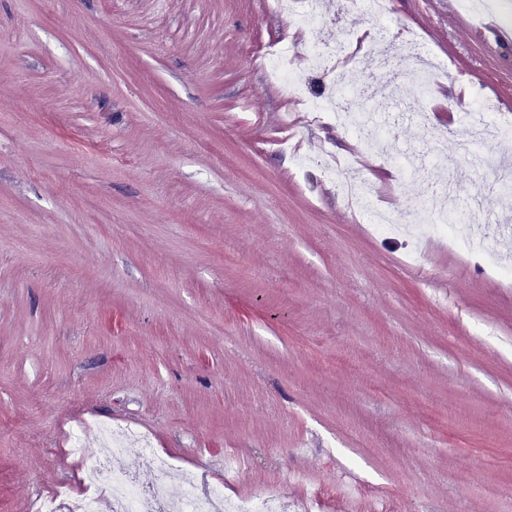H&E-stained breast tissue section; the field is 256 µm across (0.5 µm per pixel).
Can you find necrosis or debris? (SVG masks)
<instances>
[{"mask_svg": "<svg viewBox=\"0 0 512 512\" xmlns=\"http://www.w3.org/2000/svg\"><path fill=\"white\" fill-rule=\"evenodd\" d=\"M280 8L283 13L297 18L307 35V49L303 52L312 67L319 71L338 72L346 63L357 59L372 62L389 50L398 55H410L420 48L414 39L392 45L379 29L370 33L365 51H357L348 40L331 45L322 36L323 0H281ZM298 52L301 51L297 44L279 41L270 45L264 54L265 59L271 61L272 72L286 93L294 100L305 102L309 111L320 113L333 123L356 129L372 123V114L342 111L335 98L308 97L293 67ZM317 163L349 208L368 223L384 224L408 233L413 249H420L422 242L433 235L436 228H443L449 234L454 225L462 221L459 213L439 205L434 197L422 202L412 220H404L399 214L385 211L378 205L377 191L367 178L352 177L353 165L348 158L326 150L318 155ZM101 431L107 446L96 458L85 463L81 492L76 494L68 487H59L52 494L36 498L30 505L32 512H98V504L105 497L112 501V512H281L280 499L274 494L256 502L225 498L223 489L212 485L205 472L179 466L153 448L146 434L135 428L115 429L105 425ZM131 439L140 442L141 451L156 475L154 485L143 486L136 474L121 466L125 444ZM174 482L181 485L182 494L172 500L168 497V487Z\"/></svg>", "mask_w": 512, "mask_h": 512, "instance_id": "necrosis-or-debris-1", "label": "necrosis or debris"}]
</instances>
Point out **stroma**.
I'll use <instances>...</instances> for the list:
<instances>
[{"label":"stroma","mask_w":512,"mask_h":512,"mask_svg":"<svg viewBox=\"0 0 512 512\" xmlns=\"http://www.w3.org/2000/svg\"><path fill=\"white\" fill-rule=\"evenodd\" d=\"M484 25L448 0L325 16L326 40L417 34L448 64L427 125L415 58L399 78L346 74L384 89L397 153L454 130L416 191L395 155L301 111L257 63L298 31L273 0H0V512L77 488L89 417L141 429L232 499L512 512V465L489 462L512 454V278L444 236L411 257L279 148L389 172L379 203L404 215L445 186L460 210L482 193L487 246L508 261L512 193L456 155L481 99L487 120L512 115V40ZM297 333L359 372L323 370Z\"/></svg>","instance_id":"obj_1"}]
</instances>
